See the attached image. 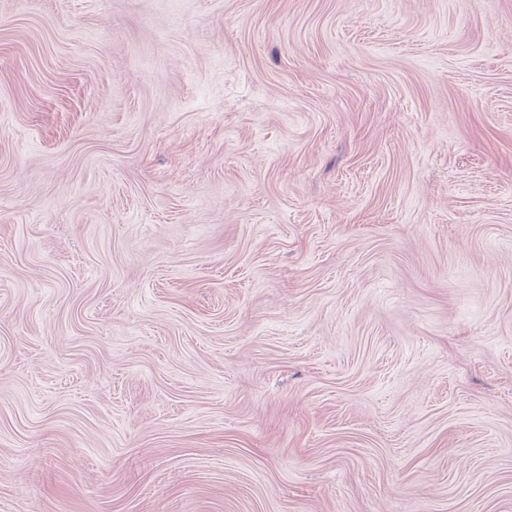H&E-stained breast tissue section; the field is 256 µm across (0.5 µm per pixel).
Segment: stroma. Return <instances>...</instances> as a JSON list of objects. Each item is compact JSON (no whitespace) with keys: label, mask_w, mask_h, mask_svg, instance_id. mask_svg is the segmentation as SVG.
<instances>
[{"label":"stroma","mask_w":512,"mask_h":512,"mask_svg":"<svg viewBox=\"0 0 512 512\" xmlns=\"http://www.w3.org/2000/svg\"><path fill=\"white\" fill-rule=\"evenodd\" d=\"M0 512H512V0H0Z\"/></svg>","instance_id":"stroma-1"}]
</instances>
